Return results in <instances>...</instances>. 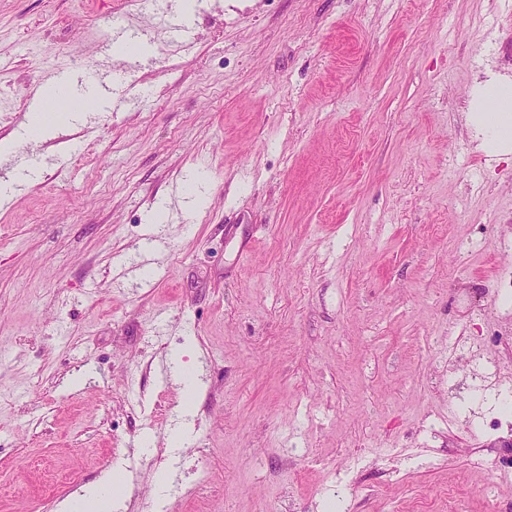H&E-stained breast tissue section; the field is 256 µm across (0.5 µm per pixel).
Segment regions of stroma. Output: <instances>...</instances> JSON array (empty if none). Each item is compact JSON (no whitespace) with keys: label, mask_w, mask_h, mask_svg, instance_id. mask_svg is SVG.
I'll return each mask as SVG.
<instances>
[{"label":"stroma","mask_w":512,"mask_h":512,"mask_svg":"<svg viewBox=\"0 0 512 512\" xmlns=\"http://www.w3.org/2000/svg\"><path fill=\"white\" fill-rule=\"evenodd\" d=\"M190 24L0 0V144L41 159L0 205V512L115 468L121 512H512V423L486 427L512 159L465 117L512 78V0H197ZM62 68L128 105L27 140Z\"/></svg>","instance_id":"obj_1"}]
</instances>
